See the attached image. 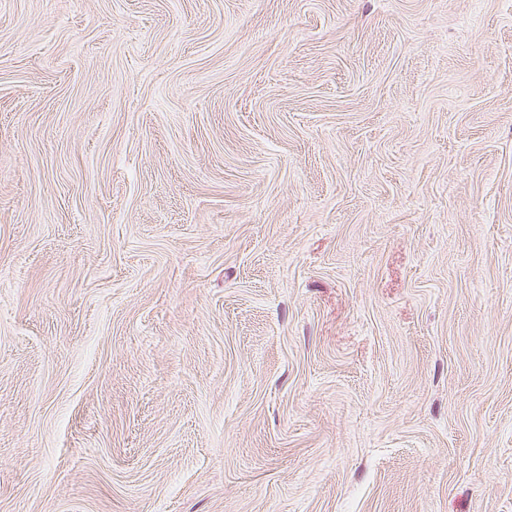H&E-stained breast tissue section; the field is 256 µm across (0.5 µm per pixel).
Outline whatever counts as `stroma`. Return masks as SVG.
<instances>
[{"instance_id":"35a3bbf8","label":"stroma","mask_w":512,"mask_h":512,"mask_svg":"<svg viewBox=\"0 0 512 512\" xmlns=\"http://www.w3.org/2000/svg\"><path fill=\"white\" fill-rule=\"evenodd\" d=\"M0 512H512V0H0Z\"/></svg>"}]
</instances>
